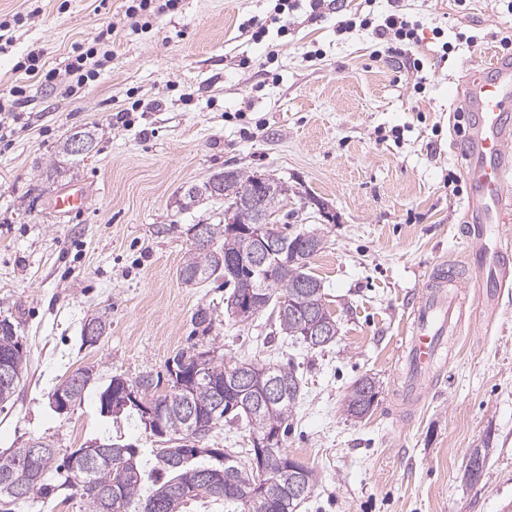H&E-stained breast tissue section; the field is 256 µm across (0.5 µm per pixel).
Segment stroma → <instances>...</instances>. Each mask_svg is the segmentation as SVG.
Here are the masks:
<instances>
[{"label":"stroma","instance_id":"stroma-1","mask_svg":"<svg viewBox=\"0 0 512 512\" xmlns=\"http://www.w3.org/2000/svg\"><path fill=\"white\" fill-rule=\"evenodd\" d=\"M277 2L180 0L168 10L154 0L130 19L124 0H0V95L24 90L0 143V317L28 355L0 408V452L41 438L65 454L109 433L151 451L158 442L137 419L101 415L100 391L115 376L167 378L177 353L214 343L225 360L290 364L301 378L284 449L316 482L299 512H512V277L491 304L470 288L463 333L414 417L396 395L407 293L436 261L472 262L459 236L466 194L448 184L466 165L457 114L476 63L503 54L512 11L504 0H323L316 10L296 0L279 18ZM357 13L405 14L418 40L391 53L370 31L339 32ZM255 21L267 29L258 44ZM96 44L109 51L96 80L68 93L69 56ZM34 49L58 71L56 87L18 69ZM409 56L422 71L404 68ZM136 101L129 122L117 121ZM76 127L94 130L93 151L52 172ZM232 168L275 175L326 205L331 221L317 215L288 231L325 238L310 271L338 323L333 343L309 348L266 314L237 321L220 281H180L192 225L224 219L223 204L187 209L184 194ZM68 190L84 194L83 207L56 212ZM202 306L216 317L207 333L192 323ZM93 315L108 329L89 345L81 329ZM87 368L84 401L55 412L51 393ZM365 377L377 400L353 418L346 396ZM486 439L489 459L469 483L470 453ZM49 481L58 494L13 512H87L62 474Z\"/></svg>","mask_w":512,"mask_h":512}]
</instances>
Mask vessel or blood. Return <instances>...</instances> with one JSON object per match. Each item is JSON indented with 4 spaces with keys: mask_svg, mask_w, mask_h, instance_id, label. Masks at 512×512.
<instances>
[{
    "mask_svg": "<svg viewBox=\"0 0 512 512\" xmlns=\"http://www.w3.org/2000/svg\"><path fill=\"white\" fill-rule=\"evenodd\" d=\"M465 104L470 115L465 182L471 222L465 241L479 263L468 273L442 260L408 308L402 348V402L414 406L431 385L448 345L459 334L468 306L469 282L485 275L504 279L512 251L489 244L488 226L504 230L512 219V61L485 60L469 83Z\"/></svg>",
    "mask_w": 512,
    "mask_h": 512,
    "instance_id": "b4317fda",
    "label": "vessel or blood"
}]
</instances>
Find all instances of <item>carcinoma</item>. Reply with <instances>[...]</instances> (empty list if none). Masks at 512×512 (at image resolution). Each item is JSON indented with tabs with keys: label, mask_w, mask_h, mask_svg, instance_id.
I'll return each instance as SVG.
<instances>
[{
	"label": "carcinoma",
	"mask_w": 512,
	"mask_h": 512,
	"mask_svg": "<svg viewBox=\"0 0 512 512\" xmlns=\"http://www.w3.org/2000/svg\"><path fill=\"white\" fill-rule=\"evenodd\" d=\"M223 179L224 189L208 190V187L188 189L189 201L203 194L214 200H248L266 189L264 175H245L236 169L215 173ZM209 237L215 247L206 250L193 247L187 253L179 269L182 282L201 285L228 276L227 263L239 257V229L228 224L207 225ZM316 251L305 247L304 234L289 237L288 250L280 257L281 265L273 275L275 284L266 282V274L248 265L236 269V274L251 277L261 288L262 298L252 301L245 309V319L269 310L279 322L283 335L296 337L314 349L316 345L304 336L305 322L289 310L284 296L304 302L303 311L313 319L327 325H336L328 310L321 281L309 273L308 264ZM209 358L203 362L188 351L173 358L175 371L169 373L170 388L159 390V381L150 372L139 375L129 386L138 385V398L125 394L123 378L114 377L99 393L100 413L105 405L112 406L110 414L124 412L138 415L150 434L160 431L166 437L160 439L164 447L143 456L134 443H125L110 435L95 443L97 459L89 464L82 449H73L57 465V449L44 444L35 464L27 462L25 449L15 448L0 454V502L17 504L34 494L46 495L57 486L48 482V476L60 469L65 471L64 487L78 489L88 512H187L194 504L223 501L235 506L234 512H298L305 497H290L288 465L299 470L301 480L314 486L313 470L285 453L281 436L295 411L301 394L302 381L294 369L266 364L261 369L288 384V399L270 408H254L250 401V388L261 380L257 374L248 384H241L225 373L224 355L218 347L206 349ZM10 356L24 373L26 350L18 336L17 326L10 320H0V358ZM378 391L363 378L351 388L346 411L354 418L366 416L373 408ZM241 419L247 423L251 435L261 439L275 438L272 451L265 452L263 467L266 478L256 482L254 471L236 460L228 463L229 452L212 448L206 451L212 463L206 466L195 463L200 453L195 443L211 436L225 423ZM236 469L235 484L243 491L238 497L225 492L215 495L199 484L204 471L224 472L225 466Z\"/></svg>",
	"instance_id": "obj_1"
}]
</instances>
